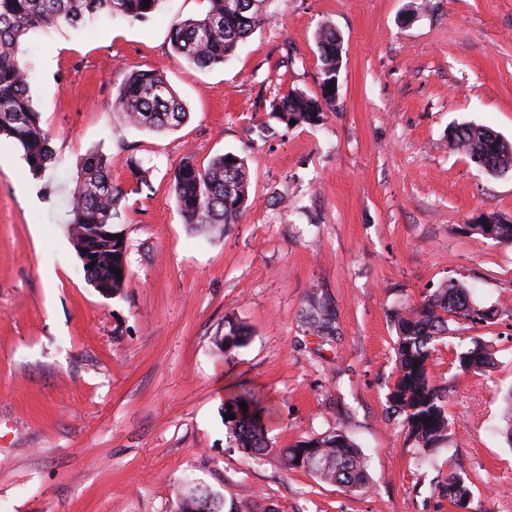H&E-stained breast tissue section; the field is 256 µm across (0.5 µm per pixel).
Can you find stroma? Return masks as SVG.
<instances>
[{
  "label": "stroma",
  "instance_id": "1",
  "mask_svg": "<svg viewBox=\"0 0 512 512\" xmlns=\"http://www.w3.org/2000/svg\"><path fill=\"white\" fill-rule=\"evenodd\" d=\"M207 6L164 0L145 23L24 39L60 189L47 195L0 137V512H176L188 477L226 512H448L434 484L454 462L478 477V512H512V245L468 229L483 213L512 219V172L487 173L448 141L472 122L512 142V0H276L233 57L201 71L168 30ZM323 25L343 36L335 111L260 140L277 93L318 94ZM148 68L186 106L177 130L129 127L110 109L115 84ZM91 151L125 191L129 277L114 297L86 282L63 224ZM226 152L248 161V208L224 231L192 230L173 171ZM450 280L499 320L438 345L451 434L424 458L387 402L394 322ZM314 293L335 312L333 337L301 321ZM231 318L251 336L227 356L216 338ZM473 335L488 336L493 362L463 373L455 356ZM242 384L275 403V451L260 458L224 426ZM329 430L366 455L368 490L285 467L279 449Z\"/></svg>",
  "mask_w": 512,
  "mask_h": 512
}]
</instances>
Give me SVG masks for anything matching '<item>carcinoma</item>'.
I'll return each instance as SVG.
<instances>
[{
  "mask_svg": "<svg viewBox=\"0 0 512 512\" xmlns=\"http://www.w3.org/2000/svg\"><path fill=\"white\" fill-rule=\"evenodd\" d=\"M162 0H0V135L14 140L23 152L29 172L43 178L58 163L52 136L42 125L41 111L30 87L23 37L34 29H79L100 16H119L130 23L147 21ZM205 13L174 22L168 31L172 51L189 65L209 70L233 56L263 23L271 0H207ZM342 36L330 25L319 28L316 46L320 61L321 94L310 96L291 88L270 102L269 117L290 128V122L317 126L335 111ZM112 112L126 123L154 132H169L187 122L189 112L159 69L136 70L114 87ZM448 139L480 168L491 172L512 169V143L487 126L461 123L448 129ZM249 174L246 159L235 153L213 157L205 166L184 159L175 170L172 191L183 223L195 229L238 224L248 207ZM124 191L112 183L107 160L89 154L80 162L67 196L65 230L79 257L96 247L93 262L82 264L87 282L112 286V295L124 288L128 275L126 238L119 210ZM108 224L112 239L92 240L93 225ZM473 234L500 244H512V220L482 214L467 225ZM120 273H115V270ZM304 324L317 336L336 334L330 304L316 300L304 310ZM498 311L476 303L468 289L454 281L441 285L395 322L397 372L387 402L401 418L409 442L425 455L448 442V390L431 374L436 344L455 332L451 325L490 327ZM245 325L229 319L217 349L226 354L246 346ZM492 344L480 336L456 354L463 373L480 371L492 360ZM246 403L242 409L240 403ZM228 433L238 448L254 457L273 451L268 438L275 417L274 404L263 392L241 386L224 403ZM429 422H424V419ZM284 464L346 490L369 488L366 459L358 445L341 431L298 441L281 451ZM448 507H472L474 478L462 467L448 472L442 484ZM178 512H224L219 499H195L185 494Z\"/></svg>",
  "mask_w": 512,
  "mask_h": 512,
  "instance_id": "obj_1",
  "label": "carcinoma"
}]
</instances>
